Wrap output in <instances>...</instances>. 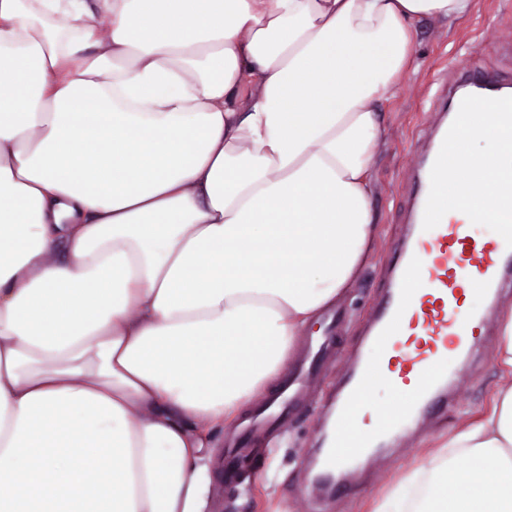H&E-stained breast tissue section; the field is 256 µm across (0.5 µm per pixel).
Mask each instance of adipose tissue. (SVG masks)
<instances>
[{"label":"adipose tissue","mask_w":512,"mask_h":512,"mask_svg":"<svg viewBox=\"0 0 512 512\" xmlns=\"http://www.w3.org/2000/svg\"><path fill=\"white\" fill-rule=\"evenodd\" d=\"M477 0H0V512H208L211 438L376 232V107ZM489 411L370 512H512Z\"/></svg>","instance_id":"1"}]
</instances>
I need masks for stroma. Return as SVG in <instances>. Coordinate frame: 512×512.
I'll return each instance as SVG.
<instances>
[{"label":"stroma","mask_w":512,"mask_h":512,"mask_svg":"<svg viewBox=\"0 0 512 512\" xmlns=\"http://www.w3.org/2000/svg\"><path fill=\"white\" fill-rule=\"evenodd\" d=\"M511 38L512 0H478L476 12L451 26L432 20L419 25L403 84L394 100L378 107L385 137L372 172V209L381 231L356 281L336 300L344 311V324L331 351L314 362L307 396L274 434L257 430L245 435L233 424L214 436L219 454H232L240 462L247 457L251 463L241 464V477L233 483L222 470H215L211 512H368L372 499L406 469L427 462L449 435L489 407L501 383L495 353L500 330L512 316V296L499 303L489 322L475 329L459 385L449 387L443 404L428 409L418 428L376 454L331 494L321 493L311 481L328 409L349 358L386 295L395 261L392 246L409 231L406 169L421 144L429 106L441 84L465 68L472 52L482 54L488 65L506 67L499 47Z\"/></svg>","instance_id":"stroma-1"}]
</instances>
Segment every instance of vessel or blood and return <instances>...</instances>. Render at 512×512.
I'll return each mask as SVG.
<instances>
[{
	"mask_svg": "<svg viewBox=\"0 0 512 512\" xmlns=\"http://www.w3.org/2000/svg\"><path fill=\"white\" fill-rule=\"evenodd\" d=\"M466 85L483 95L457 97L449 122L432 128L427 157L412 170V216L415 237L399 246L395 286L372 333L355 359L348 396L336 408V430L322 454L325 474L347 470L371 455L375 445L405 430L429 395L453 374L468 349L455 321L483 323L490 304L503 291L502 275L512 268V181L489 183L478 161L460 166L465 138L473 133L474 108L494 113L501 138L512 139V72L487 69L473 58ZM468 192L473 209L492 195L499 220L490 231L479 218L448 220L437 199L439 188ZM387 387L392 399L376 425L356 429L361 406L371 391Z\"/></svg>",
	"mask_w": 512,
	"mask_h": 512,
	"instance_id": "1",
	"label": "vessel or blood"
}]
</instances>
